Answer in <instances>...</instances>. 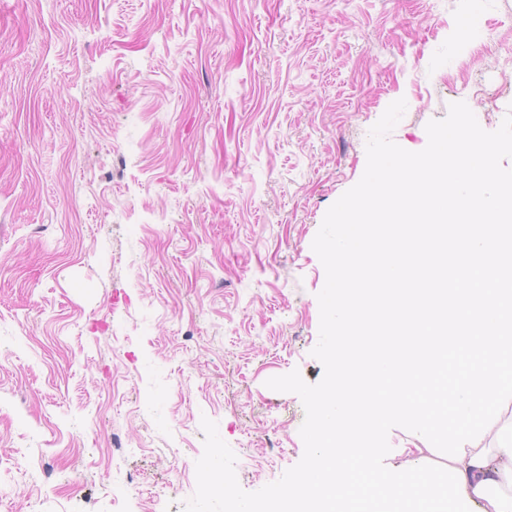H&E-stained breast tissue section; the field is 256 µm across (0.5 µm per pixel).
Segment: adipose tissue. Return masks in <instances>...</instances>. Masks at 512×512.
I'll return each instance as SVG.
<instances>
[{
  "mask_svg": "<svg viewBox=\"0 0 512 512\" xmlns=\"http://www.w3.org/2000/svg\"><path fill=\"white\" fill-rule=\"evenodd\" d=\"M458 468L469 500L481 512H512V415L482 445L466 447Z\"/></svg>",
  "mask_w": 512,
  "mask_h": 512,
  "instance_id": "1",
  "label": "adipose tissue"
}]
</instances>
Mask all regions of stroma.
Returning a JSON list of instances; mask_svg holds the SVG:
<instances>
[{"label": "stroma", "instance_id": "35a3bbf8", "mask_svg": "<svg viewBox=\"0 0 512 512\" xmlns=\"http://www.w3.org/2000/svg\"><path fill=\"white\" fill-rule=\"evenodd\" d=\"M401 98L405 150L497 130L512 0H0V512H185L205 417L245 491L300 461L266 382L323 377L312 242Z\"/></svg>", "mask_w": 512, "mask_h": 512}]
</instances>
